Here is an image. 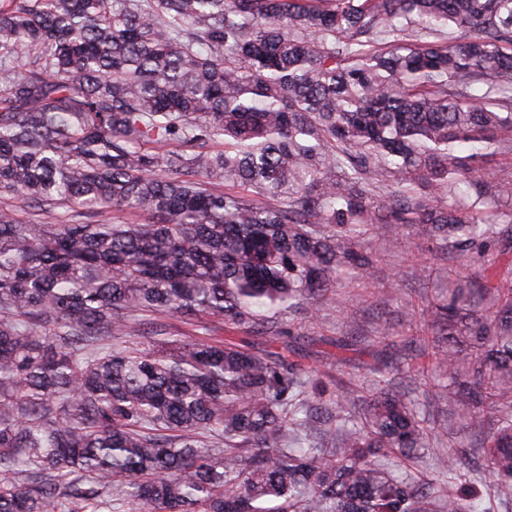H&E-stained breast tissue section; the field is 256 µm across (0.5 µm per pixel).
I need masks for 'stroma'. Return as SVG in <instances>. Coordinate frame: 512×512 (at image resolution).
I'll list each match as a JSON object with an SVG mask.
<instances>
[{
	"instance_id": "obj_1",
	"label": "stroma",
	"mask_w": 512,
	"mask_h": 512,
	"mask_svg": "<svg viewBox=\"0 0 512 512\" xmlns=\"http://www.w3.org/2000/svg\"><path fill=\"white\" fill-rule=\"evenodd\" d=\"M357 250L371 256L375 267L373 279L365 281L354 273H345L331 292L304 304L300 311L289 314L286 321L299 338L295 361L365 397L373 388L367 365L390 356L378 337L379 323H389L394 341L414 336L417 326L404 316L405 307H420L443 298L448 292L449 272L470 273L476 256L449 254L441 241L425 236L386 235L381 224L363 236ZM391 288L397 289V300H389L387 291ZM340 339L347 340L346 350H337L336 342ZM428 413L433 433L431 445L424 457L402 461V470L431 478L438 476L449 444L462 435L472 445L459 451L461 468H482L483 458L476 450L481 433L462 431L448 401H434Z\"/></svg>"
}]
</instances>
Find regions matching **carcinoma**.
Wrapping results in <instances>:
<instances>
[{"mask_svg": "<svg viewBox=\"0 0 512 512\" xmlns=\"http://www.w3.org/2000/svg\"><path fill=\"white\" fill-rule=\"evenodd\" d=\"M510 140L512 0H0V196L57 215L0 210V512H490L394 473L431 433L386 368L320 408L273 322L376 224L483 260L405 316L511 506L512 236L456 155Z\"/></svg>", "mask_w": 512, "mask_h": 512, "instance_id": "carcinoma-1", "label": "carcinoma"}]
</instances>
